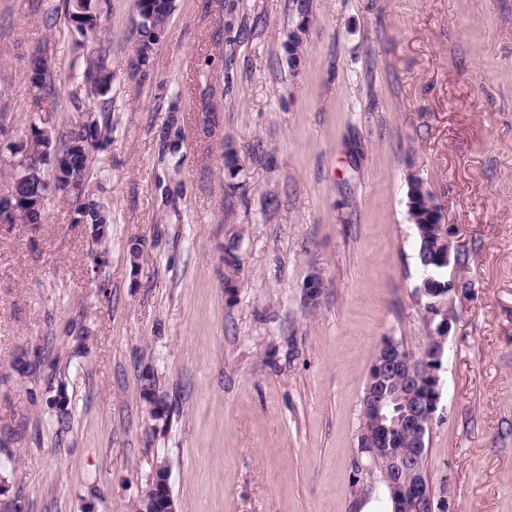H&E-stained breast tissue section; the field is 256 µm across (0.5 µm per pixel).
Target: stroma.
Masks as SVG:
<instances>
[{"label": "stroma", "instance_id": "obj_1", "mask_svg": "<svg viewBox=\"0 0 512 512\" xmlns=\"http://www.w3.org/2000/svg\"><path fill=\"white\" fill-rule=\"evenodd\" d=\"M64 4L0 0V197L33 118L58 137L106 118L89 185L112 222L95 242L56 194L42 223L0 224V512H130L161 460L177 512H349L374 352L427 341L416 179L470 254L448 271L471 292L452 300L433 488L512 512V0H309L294 59V0H176L141 71L134 2L106 0L105 101L78 93L93 46ZM41 48L57 93L36 116ZM240 239L235 236L230 238L224 246V284L229 285L231 282H237V278L241 271V258L239 254Z\"/></svg>", "mask_w": 512, "mask_h": 512}]
</instances>
